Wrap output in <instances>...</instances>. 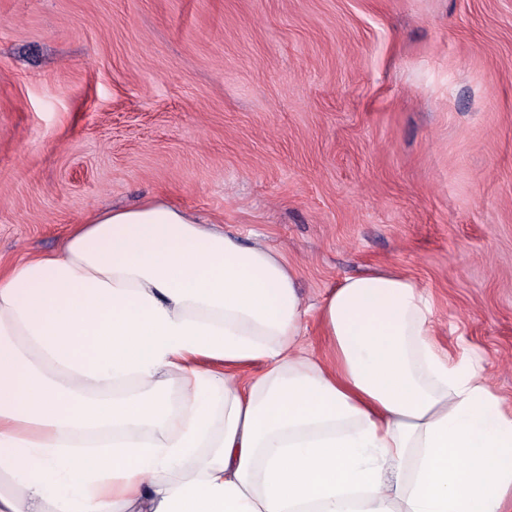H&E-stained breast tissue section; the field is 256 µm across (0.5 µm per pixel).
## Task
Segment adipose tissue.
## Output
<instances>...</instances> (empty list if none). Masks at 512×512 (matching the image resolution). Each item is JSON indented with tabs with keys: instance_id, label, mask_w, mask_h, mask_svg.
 Wrapping results in <instances>:
<instances>
[{
	"instance_id": "ef3b65f1",
	"label": "adipose tissue",
	"mask_w": 512,
	"mask_h": 512,
	"mask_svg": "<svg viewBox=\"0 0 512 512\" xmlns=\"http://www.w3.org/2000/svg\"><path fill=\"white\" fill-rule=\"evenodd\" d=\"M0 512H512V406L412 278L313 312L282 255L149 198L0 270Z\"/></svg>"
}]
</instances>
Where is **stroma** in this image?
Here are the masks:
<instances>
[{"label":"stroma","instance_id":"stroma-1","mask_svg":"<svg viewBox=\"0 0 512 512\" xmlns=\"http://www.w3.org/2000/svg\"><path fill=\"white\" fill-rule=\"evenodd\" d=\"M150 197L405 273L512 401V0H0V266Z\"/></svg>","mask_w":512,"mask_h":512}]
</instances>
